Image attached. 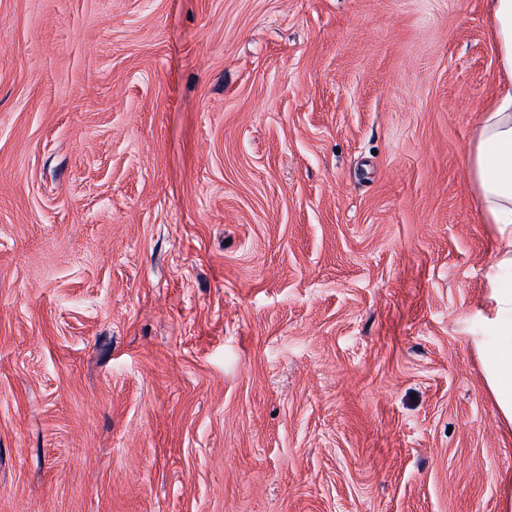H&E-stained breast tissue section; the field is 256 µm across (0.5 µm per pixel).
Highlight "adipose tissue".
I'll return each instance as SVG.
<instances>
[{
    "label": "adipose tissue",
    "instance_id": "obj_1",
    "mask_svg": "<svg viewBox=\"0 0 512 512\" xmlns=\"http://www.w3.org/2000/svg\"><path fill=\"white\" fill-rule=\"evenodd\" d=\"M498 50L501 93L485 110L467 164L489 223L504 246L492 276L487 320L495 332L483 352L486 386L502 422L512 426V283L498 272L512 269V0H488Z\"/></svg>",
    "mask_w": 512,
    "mask_h": 512
}]
</instances>
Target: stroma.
Here are the masks:
<instances>
[{
    "mask_svg": "<svg viewBox=\"0 0 512 512\" xmlns=\"http://www.w3.org/2000/svg\"><path fill=\"white\" fill-rule=\"evenodd\" d=\"M486 0H0V512H502Z\"/></svg>",
    "mask_w": 512,
    "mask_h": 512,
    "instance_id": "obj_1",
    "label": "stroma"
}]
</instances>
